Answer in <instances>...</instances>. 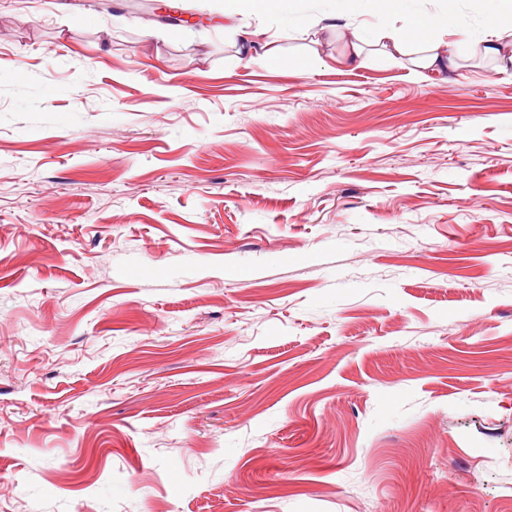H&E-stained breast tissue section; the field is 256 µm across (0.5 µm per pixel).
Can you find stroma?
Segmentation results:
<instances>
[{
    "label": "stroma",
    "instance_id": "1",
    "mask_svg": "<svg viewBox=\"0 0 512 512\" xmlns=\"http://www.w3.org/2000/svg\"><path fill=\"white\" fill-rule=\"evenodd\" d=\"M154 2L0 0V512H512V70Z\"/></svg>",
    "mask_w": 512,
    "mask_h": 512
}]
</instances>
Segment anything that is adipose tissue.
I'll use <instances>...</instances> for the list:
<instances>
[{"label": "adipose tissue", "mask_w": 512, "mask_h": 512, "mask_svg": "<svg viewBox=\"0 0 512 512\" xmlns=\"http://www.w3.org/2000/svg\"><path fill=\"white\" fill-rule=\"evenodd\" d=\"M486 3L490 24L497 34L485 39L483 51L485 56L502 60L507 54H512V42L505 44L500 38L501 33L512 32V0H486ZM432 26V19L419 16L400 33L388 30L376 34L358 32L347 41L339 62L352 68L361 66L367 57L368 46L382 42L389 55L409 58L412 66L426 78L447 80L449 72L459 66L468 49L462 46L453 54L442 52L430 35Z\"/></svg>", "instance_id": "ef3b65f1"}]
</instances>
